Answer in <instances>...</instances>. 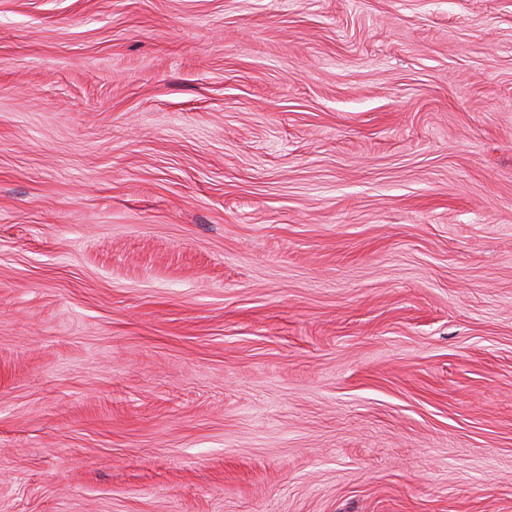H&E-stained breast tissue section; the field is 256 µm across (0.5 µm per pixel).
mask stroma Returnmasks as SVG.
I'll return each mask as SVG.
<instances>
[{"mask_svg":"<svg viewBox=\"0 0 512 512\" xmlns=\"http://www.w3.org/2000/svg\"><path fill=\"white\" fill-rule=\"evenodd\" d=\"M0 512H512V0H0Z\"/></svg>","mask_w":512,"mask_h":512,"instance_id":"obj_1","label":"stroma"}]
</instances>
